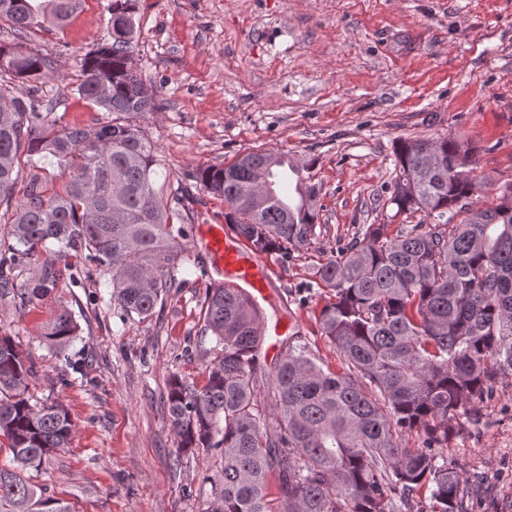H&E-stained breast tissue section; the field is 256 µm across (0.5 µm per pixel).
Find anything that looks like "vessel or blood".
Wrapping results in <instances>:
<instances>
[{
	"label": "vessel or blood",
	"instance_id": "obj_1",
	"mask_svg": "<svg viewBox=\"0 0 512 512\" xmlns=\"http://www.w3.org/2000/svg\"><path fill=\"white\" fill-rule=\"evenodd\" d=\"M207 244L217 264L218 285L232 288L256 305H263L276 262L271 255H258L244 246L225 224L206 227Z\"/></svg>",
	"mask_w": 512,
	"mask_h": 512
}]
</instances>
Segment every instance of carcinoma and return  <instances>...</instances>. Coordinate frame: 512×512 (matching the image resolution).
<instances>
[{
	"mask_svg": "<svg viewBox=\"0 0 512 512\" xmlns=\"http://www.w3.org/2000/svg\"><path fill=\"white\" fill-rule=\"evenodd\" d=\"M80 0H0V22L27 36L61 27ZM110 38L81 60L79 99L104 112L88 125H60L57 101L36 85L52 78L51 61L0 43V224L15 244L0 250V301L15 294L16 271L36 248H58L112 272V300L128 317L147 319L172 287L186 251L187 219L156 187L155 144L132 117L155 108V96L131 65L134 0H111ZM473 148L453 138L403 140L389 202L424 220L369 224L363 236L325 259L316 278L331 291L321 328L349 371L327 372L305 344L276 362L262 359L260 315L229 288L209 287L202 335L220 348L199 388L177 376L167 392L179 450L213 448L221 468L208 512H270L267 485L277 482L283 512H468V491L442 449L460 409L512 375V181L497 203L473 207ZM29 173L13 202L19 160ZM37 157L60 165L61 184L40 172ZM296 175L294 190L278 173ZM294 164L249 152L196 175L224 198V222L256 253L304 249L315 238L316 187ZM62 269L42 263L27 281L32 301L56 287ZM61 311L43 336L63 348L76 335ZM35 374L19 346L0 336V437L13 467L0 468V512H73L33 482L54 451L67 447L73 424L60 401L31 403ZM274 401L262 404L261 388ZM421 439L405 448V436Z\"/></svg>",
	"mask_w": 512,
	"mask_h": 512,
	"instance_id": "obj_1",
	"label": "carcinoma"
}]
</instances>
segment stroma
Masks as SVG:
<instances>
[{"mask_svg": "<svg viewBox=\"0 0 512 512\" xmlns=\"http://www.w3.org/2000/svg\"><path fill=\"white\" fill-rule=\"evenodd\" d=\"M107 5L81 0L65 27L25 41L58 62L50 87L63 123L97 115L69 91L79 59L107 36ZM134 20L133 67L160 104L135 122L157 147L158 185L185 190L194 225L223 223L226 210L196 182L200 170L258 150L312 162L316 236L276 254L265 311L291 321L324 368L347 372L321 330L330 294L314 272L364 225L419 222L389 202L398 141H467L481 206L512 181V0H136ZM212 265L191 233L181 272L145 320L113 303L104 269L0 303V334L35 366L34 401H62L74 424L37 480L76 512H207L220 459L177 454L166 396L174 375L203 385L215 356L200 318V269ZM63 309L77 334L59 350L41 328ZM444 453L475 485L470 512H512V376L466 406Z\"/></svg>", "mask_w": 512, "mask_h": 512, "instance_id": "35a3bbf8", "label": "stroma"}]
</instances>
